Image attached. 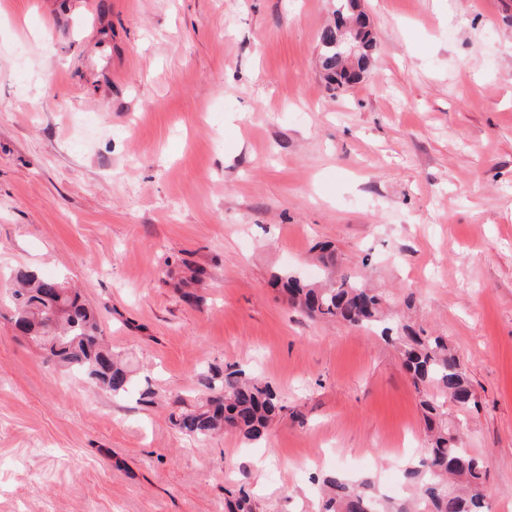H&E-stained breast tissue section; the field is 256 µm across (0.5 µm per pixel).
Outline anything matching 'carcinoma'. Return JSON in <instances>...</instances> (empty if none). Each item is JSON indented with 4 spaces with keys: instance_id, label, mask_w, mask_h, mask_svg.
I'll use <instances>...</instances> for the list:
<instances>
[{
    "instance_id": "carcinoma-1",
    "label": "carcinoma",
    "mask_w": 512,
    "mask_h": 512,
    "mask_svg": "<svg viewBox=\"0 0 512 512\" xmlns=\"http://www.w3.org/2000/svg\"><path fill=\"white\" fill-rule=\"evenodd\" d=\"M319 47L321 66L334 89L344 91L359 81L351 70L364 65L349 59L336 40V28L323 29ZM272 286L312 319L382 326L381 336L398 349L419 396L428 437L424 456L403 468L405 498H382L371 478L353 481L336 473L320 480L319 512H491L486 494L488 462L465 447L466 419L448 421L449 402L464 413L478 407L464 365L448 337L429 334L410 323L384 324L383 293L349 276L319 286L284 271L274 277ZM6 290L8 320L48 359L114 398L128 393L132 370L112 353L97 312L78 292L28 269L17 270ZM196 382L203 391L202 400L189 404L178 397L169 416L173 427L188 437L203 439L230 430L259 441L286 409L269 384L242 369L211 366L197 373ZM227 507L228 512H254L242 488L235 500L227 501Z\"/></svg>"
}]
</instances>
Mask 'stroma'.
Returning <instances> with one entry per match:
<instances>
[{"label":"stroma","mask_w":512,"mask_h":512,"mask_svg":"<svg viewBox=\"0 0 512 512\" xmlns=\"http://www.w3.org/2000/svg\"><path fill=\"white\" fill-rule=\"evenodd\" d=\"M370 70L329 90L332 0H0V286L77 288L139 370L115 399L0 317V512H317L341 471L403 490L418 395L378 333L307 319L293 270L382 290L447 336L466 445L512 512V0H362ZM204 270L185 301L166 259ZM245 369L291 410L251 444L180 434L167 398ZM160 394L145 405V385Z\"/></svg>","instance_id":"35a3bbf8"}]
</instances>
